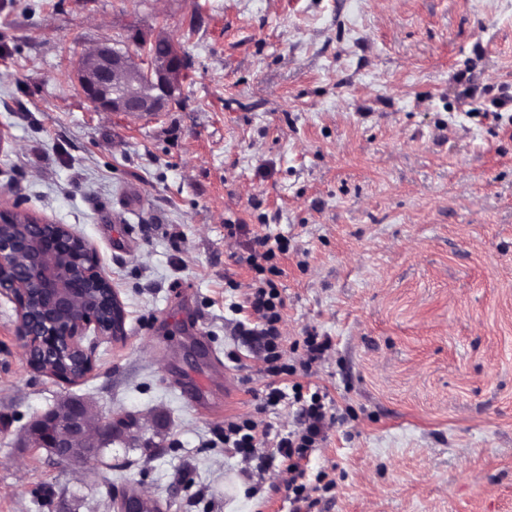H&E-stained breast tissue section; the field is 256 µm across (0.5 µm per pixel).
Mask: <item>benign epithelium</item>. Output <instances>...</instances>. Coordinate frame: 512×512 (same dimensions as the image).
<instances>
[{
  "mask_svg": "<svg viewBox=\"0 0 512 512\" xmlns=\"http://www.w3.org/2000/svg\"><path fill=\"white\" fill-rule=\"evenodd\" d=\"M159 41L170 51L159 55ZM186 59L175 41L159 32L143 45L134 60L116 44L104 41L81 54L75 75L96 110L124 116L150 117L166 111L179 97ZM13 210L0 208V295L8 297L18 315L17 336L27 358L61 363L76 354L83 373L93 368L94 354L82 344L90 328L111 339L126 336V314L118 293L101 271L95 250L87 242L79 257L65 253L78 237L63 224H6ZM139 427L129 417L122 424L94 419L81 400H67L35 417L26 428L33 448H45L61 462L88 463L102 450Z\"/></svg>",
  "mask_w": 512,
  "mask_h": 512,
  "instance_id": "obj_1",
  "label": "benign epithelium"
}]
</instances>
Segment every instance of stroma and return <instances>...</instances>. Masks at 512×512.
<instances>
[{
    "instance_id": "35a3bbf8",
    "label": "stroma",
    "mask_w": 512,
    "mask_h": 512,
    "mask_svg": "<svg viewBox=\"0 0 512 512\" xmlns=\"http://www.w3.org/2000/svg\"><path fill=\"white\" fill-rule=\"evenodd\" d=\"M161 31L190 62L179 101L97 111L78 56ZM505 91L512 0H0V206L87 240L127 314L66 385L0 296V512H112L123 490L290 512L284 463L257 482L224 451L227 417L298 425L293 401L259 411L269 379L233 334L257 235L288 246L284 381L328 410L311 512H512V103L485 116ZM311 333L333 348L307 373ZM73 398L141 428L97 463L26 447Z\"/></svg>"
}]
</instances>
